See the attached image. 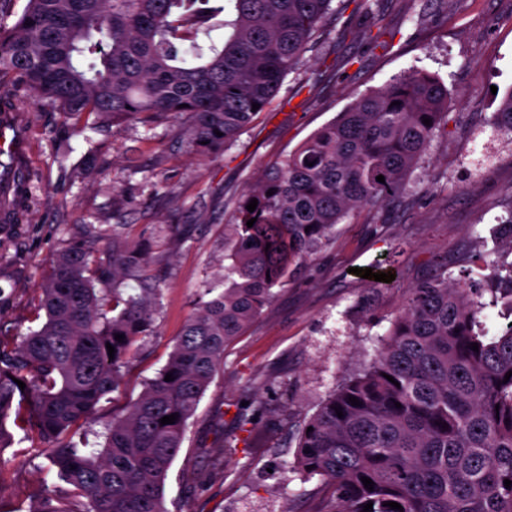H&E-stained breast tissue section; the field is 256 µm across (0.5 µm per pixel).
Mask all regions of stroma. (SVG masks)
<instances>
[{
  "label": "stroma",
  "mask_w": 512,
  "mask_h": 512,
  "mask_svg": "<svg viewBox=\"0 0 512 512\" xmlns=\"http://www.w3.org/2000/svg\"><path fill=\"white\" fill-rule=\"evenodd\" d=\"M381 34L354 0L331 11L277 95L226 151L196 144L188 115L134 116L79 131L18 93L29 141L31 198L23 224L0 230L11 276L0 279V333H27L36 297L57 255L83 242L87 225L125 227L146 245L143 270L159 290L153 332L121 372L119 390L90 422L102 430L165 365L205 289L229 264L225 238L238 199L263 169L291 154L365 94L417 66L448 89V115L386 207H363L274 289L273 301L224 355L189 421L166 482L169 512H324L319 480L287 470L304 420L345 374L371 361L408 287L446 262L486 307L488 335L512 321L492 300L496 265L512 264L500 222L512 213V140L489 119L512 88V0H369ZM371 14V15H372ZM393 273L392 282L355 268ZM261 401L246 429L235 414ZM37 463L0 472V512L28 505L43 486Z\"/></svg>",
  "instance_id": "1"
}]
</instances>
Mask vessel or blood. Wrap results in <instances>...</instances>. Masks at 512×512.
Wrapping results in <instances>:
<instances>
[{
    "label": "vessel or blood",
    "mask_w": 512,
    "mask_h": 512,
    "mask_svg": "<svg viewBox=\"0 0 512 512\" xmlns=\"http://www.w3.org/2000/svg\"><path fill=\"white\" fill-rule=\"evenodd\" d=\"M0 220L10 221L13 201L30 189L27 175L28 141L25 124L17 111L0 115Z\"/></svg>",
    "instance_id": "obj_1"
}]
</instances>
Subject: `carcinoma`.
Segmentation results:
<instances>
[{"label":"carcinoma","instance_id":"cac0c4a2","mask_svg":"<svg viewBox=\"0 0 512 512\" xmlns=\"http://www.w3.org/2000/svg\"><path fill=\"white\" fill-rule=\"evenodd\" d=\"M9 2L0 0V112L13 106L1 82L11 75L84 129L142 113L187 114L194 139L219 150L271 103L332 0H232V18L219 23L230 33L217 40L210 21L227 0H26L10 27L2 18ZM447 108V87L413 67L265 170L237 203L226 287L208 288L212 298L95 452L68 437L118 388L121 369L151 332L158 289L141 278L137 291L120 290L148 261L121 224L112 225L109 255L93 267L84 243L60 254L39 288L43 321L18 341L0 335V451L20 433L30 443L25 461L45 459L64 483L43 485L26 512H168L169 470L188 421L224 373L227 345L350 210L381 208L404 190ZM489 123L512 135V90ZM494 292L512 304V266ZM485 307L472 289L448 282V266H437L407 290L368 367L333 387L305 421L291 468L322 480L329 512H363L369 502L370 512H512V488L504 486L512 481V377L504 381L512 326L486 338ZM169 373L174 380H165ZM171 414L174 423L160 424Z\"/></svg>","mask_w":512,"mask_h":512}]
</instances>
